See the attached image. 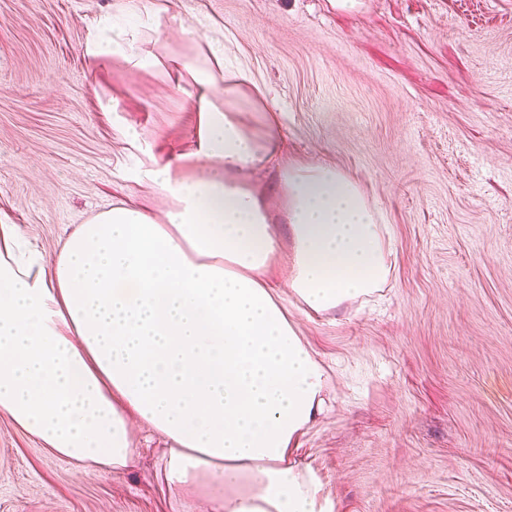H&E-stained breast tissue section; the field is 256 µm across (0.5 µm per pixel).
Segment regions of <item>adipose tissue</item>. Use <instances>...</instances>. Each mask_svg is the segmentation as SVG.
I'll list each match as a JSON object with an SVG mask.
<instances>
[{
    "mask_svg": "<svg viewBox=\"0 0 512 512\" xmlns=\"http://www.w3.org/2000/svg\"><path fill=\"white\" fill-rule=\"evenodd\" d=\"M115 31L102 17L87 55L158 65ZM211 59L223 83L189 62L169 76L200 87L199 176L156 159L139 172L167 197L163 220L114 205L51 262L0 224V413L55 455L112 470L137 465L133 429L147 426L165 485L192 489L201 512H328L292 448L322 411L325 372L283 292L318 315L377 290L390 273L380 220L334 165L281 158L276 105L262 140L245 133L237 93L252 77L225 68L223 49ZM273 159L282 226L240 178ZM285 235L281 284L269 270Z\"/></svg>",
    "mask_w": 512,
    "mask_h": 512,
    "instance_id": "1",
    "label": "adipose tissue"
}]
</instances>
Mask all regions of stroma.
Wrapping results in <instances>:
<instances>
[{
    "instance_id": "1",
    "label": "stroma",
    "mask_w": 512,
    "mask_h": 512,
    "mask_svg": "<svg viewBox=\"0 0 512 512\" xmlns=\"http://www.w3.org/2000/svg\"><path fill=\"white\" fill-rule=\"evenodd\" d=\"M0 0V224L55 257L126 201L163 217L137 171L195 173L197 87L171 63L213 40L265 97L239 118L282 150L332 161L381 215L391 274L334 311H293L326 370L325 408L295 443L333 512H512V0ZM105 14L159 66L92 61ZM80 472L0 414V512H188L161 451Z\"/></svg>"
}]
</instances>
